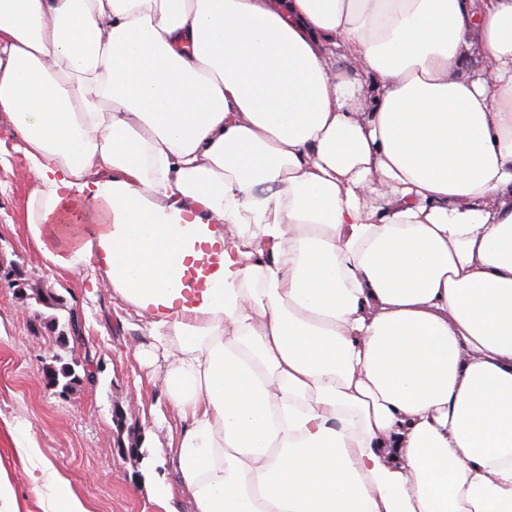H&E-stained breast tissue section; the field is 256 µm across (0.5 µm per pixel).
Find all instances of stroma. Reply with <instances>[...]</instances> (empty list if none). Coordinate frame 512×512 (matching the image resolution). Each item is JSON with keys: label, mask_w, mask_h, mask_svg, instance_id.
I'll list each match as a JSON object with an SVG mask.
<instances>
[{"label": "stroma", "mask_w": 512, "mask_h": 512, "mask_svg": "<svg viewBox=\"0 0 512 512\" xmlns=\"http://www.w3.org/2000/svg\"><path fill=\"white\" fill-rule=\"evenodd\" d=\"M12 130L0 122V469L10 475L24 512H44L13 452L9 425L32 423L43 458L70 479L93 512H157L154 497L171 487L177 512H194L180 488L175 463L163 451L178 421L161 379H148L135 350L152 338L118 294L94 288V273L81 265L42 274V256L27 227L36 187ZM60 296L62 311L38 301L30 285ZM77 315L76 335L59 345L52 316ZM73 363L91 356L96 382L62 393L47 388L44 370L54 356ZM141 453L126 454L132 440Z\"/></svg>", "instance_id": "stroma-1"}]
</instances>
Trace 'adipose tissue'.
Returning a JSON list of instances; mask_svg holds the SVG:
<instances>
[{
    "instance_id": "obj_1",
    "label": "adipose tissue",
    "mask_w": 512,
    "mask_h": 512,
    "mask_svg": "<svg viewBox=\"0 0 512 512\" xmlns=\"http://www.w3.org/2000/svg\"><path fill=\"white\" fill-rule=\"evenodd\" d=\"M0 115L195 512H512V0H0Z\"/></svg>"
}]
</instances>
